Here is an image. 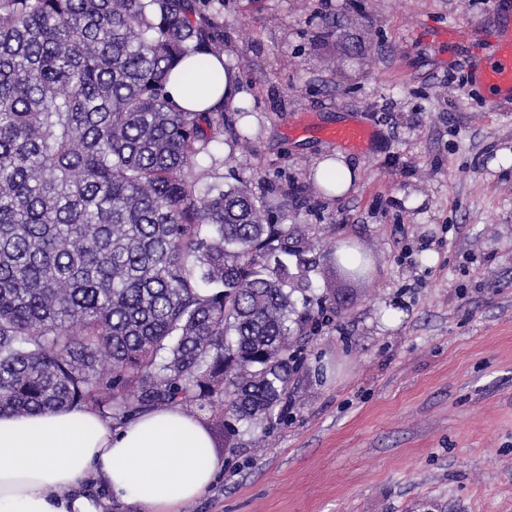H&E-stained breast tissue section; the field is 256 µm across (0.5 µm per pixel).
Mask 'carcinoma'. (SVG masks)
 Here are the masks:
<instances>
[{"label":"carcinoma","instance_id":"carcinoma-1","mask_svg":"<svg viewBox=\"0 0 512 512\" xmlns=\"http://www.w3.org/2000/svg\"><path fill=\"white\" fill-rule=\"evenodd\" d=\"M199 3L0 0V414L252 423L330 321L298 226L247 183L199 188L224 103L165 90L182 59L224 56Z\"/></svg>","mask_w":512,"mask_h":512}]
</instances>
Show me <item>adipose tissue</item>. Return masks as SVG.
Masks as SVG:
<instances>
[{"label":"adipose tissue","instance_id":"obj_1","mask_svg":"<svg viewBox=\"0 0 512 512\" xmlns=\"http://www.w3.org/2000/svg\"><path fill=\"white\" fill-rule=\"evenodd\" d=\"M234 86V74L216 84L208 67L189 59L171 74L166 91L180 108L200 112L231 96ZM220 468L207 429L177 407L119 428L89 407L0 415V512H101L75 491L90 476L143 512H181Z\"/></svg>","mask_w":512,"mask_h":512}]
</instances>
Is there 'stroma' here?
Segmentation results:
<instances>
[{
    "mask_svg": "<svg viewBox=\"0 0 512 512\" xmlns=\"http://www.w3.org/2000/svg\"><path fill=\"white\" fill-rule=\"evenodd\" d=\"M249 141L205 166L281 224L349 242L366 273L314 277L335 322L296 352L272 419L223 429L224 470L184 512H512V103L487 109L436 35L495 30L512 0H201ZM375 125L354 192L316 185L337 147L292 125ZM400 312L384 324L385 309Z\"/></svg>",
    "mask_w": 512,
    "mask_h": 512,
    "instance_id": "obj_1",
    "label": "stroma"
}]
</instances>
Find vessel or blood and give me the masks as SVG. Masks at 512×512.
<instances>
[{"label":"vessel or blood","instance_id":"obj_1","mask_svg":"<svg viewBox=\"0 0 512 512\" xmlns=\"http://www.w3.org/2000/svg\"><path fill=\"white\" fill-rule=\"evenodd\" d=\"M506 31L488 43L477 44L464 32L451 28L445 31L448 40L469 46L477 62L474 66V83L486 90L488 105L512 100V17L507 20ZM324 139L348 149L366 148L376 135L373 125L348 121L323 129Z\"/></svg>","mask_w":512,"mask_h":512}]
</instances>
